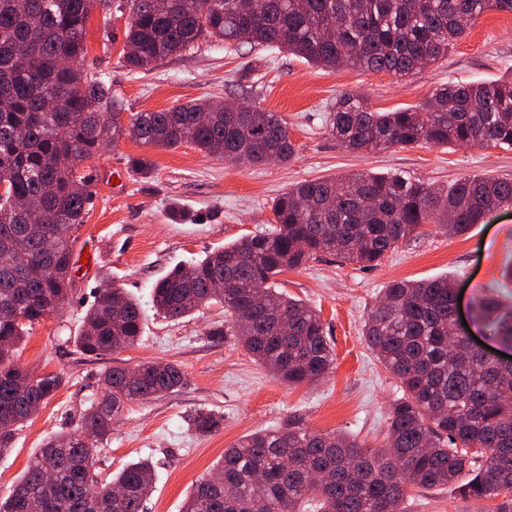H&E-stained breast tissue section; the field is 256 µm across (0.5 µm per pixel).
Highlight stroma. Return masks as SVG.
I'll use <instances>...</instances> for the list:
<instances>
[{"label":"stroma","mask_w":512,"mask_h":512,"mask_svg":"<svg viewBox=\"0 0 512 512\" xmlns=\"http://www.w3.org/2000/svg\"><path fill=\"white\" fill-rule=\"evenodd\" d=\"M126 22L117 13L106 28L101 15L92 14L84 65L111 84L127 112L168 110L191 100L252 103L287 121L296 153L285 164L249 167L204 156L188 144L166 150L123 138L92 159L93 197L76 246L89 260L75 265L73 298L33 324L20 353L21 365L32 373H58L66 383L0 457V497L11 492L50 436L77 427L105 369L143 361L175 362L187 381L174 392L128 403L97 456L103 480L130 462L152 460L155 484L147 512H182L195 482L225 448L258 429L296 419L320 432L357 436L370 447L383 445L387 411L402 391L366 346L367 314L392 282L443 276L464 299L488 288L501 303L512 304V285L502 286L500 277L512 260V206L455 237L438 225H423L374 267L326 253L277 276L278 291L319 312L336 354L329 377L314 384L282 383L235 337L214 335L224 321L222 305L200 307L178 320L157 315L152 286L175 265L270 228L275 200L299 182L366 171L398 172L435 186L483 174L512 179L510 150L419 143L352 153L325 124L329 106L344 91L387 112L418 104L442 84L488 83L512 74V14H482L445 59L407 79L360 69L331 71L277 49L235 52L208 38L150 69L132 71L122 55ZM132 157L148 159L150 172L130 169ZM109 284L141 304L143 332L136 346L96 358L82 353L74 338L98 289ZM203 409L223 416L219 432L201 436L189 429L187 416ZM497 505L494 498L465 499L452 484L413 493L402 510L495 512Z\"/></svg>","instance_id":"1"}]
</instances>
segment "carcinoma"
Here are the masks:
<instances>
[{"mask_svg": "<svg viewBox=\"0 0 512 512\" xmlns=\"http://www.w3.org/2000/svg\"><path fill=\"white\" fill-rule=\"evenodd\" d=\"M128 12L124 61L143 70L193 48L203 36L227 47L263 46L337 69L412 75L448 55L467 24L488 11L512 13V0H0V455L16 432L65 384L17 362L28 326L75 294L77 232L91 199L86 163L128 138L148 147L190 144L247 166L286 163L296 152L275 112L234 102L189 101L159 112L124 108L110 85L83 67L86 24ZM329 132L354 151L420 142L512 150V75L497 82L442 84L417 105L372 109L357 93L336 96ZM51 187L46 195L45 187ZM512 206V181L466 176L434 188L401 174H345L305 181L273 206L274 229L180 264L156 281L157 313L177 320L224 305L218 326L273 377L290 386L317 382L334 361L319 313L274 286L284 269L334 251L376 265L424 224L450 236ZM448 278L401 280L384 290L362 335L401 384L386 417L387 443L370 448L349 434L298 422L255 431L200 479L183 512H400L413 488H441L469 474L474 502L508 495L512 512V363L474 348L455 329ZM475 328L512 345V308L490 293L473 297ZM143 310L121 289L97 293L76 346L104 356L135 346ZM186 374L171 361L139 364L131 379L113 366L100 377L79 428L49 439L0 512H145L153 463L142 459L98 479L96 449L127 403L169 393ZM191 429L207 436L220 418L198 411Z\"/></svg>", "mask_w": 512, "mask_h": 512, "instance_id": "obj_1", "label": "carcinoma"}]
</instances>
